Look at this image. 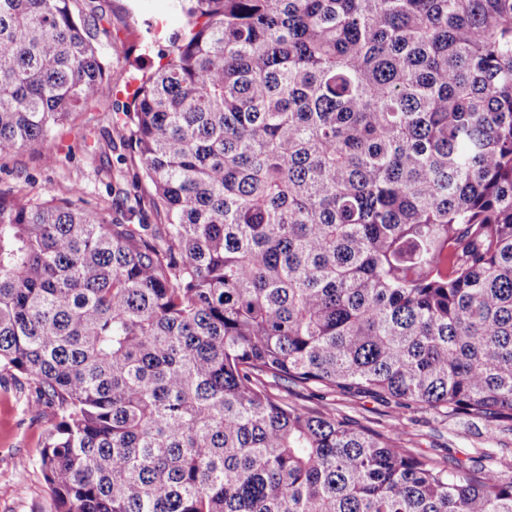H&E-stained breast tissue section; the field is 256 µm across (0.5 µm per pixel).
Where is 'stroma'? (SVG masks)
<instances>
[{
  "label": "stroma",
  "mask_w": 512,
  "mask_h": 512,
  "mask_svg": "<svg viewBox=\"0 0 512 512\" xmlns=\"http://www.w3.org/2000/svg\"><path fill=\"white\" fill-rule=\"evenodd\" d=\"M77 6L100 16V40L108 58L101 94L85 109L81 123L111 138L113 147L94 168L79 132L60 130L53 140L0 159V188L20 186L32 195H58L76 182L90 204L105 208L107 217L124 206L138 211L144 223H159L152 192L130 158L120 117L134 76L157 66L181 18L166 9L165 0H78ZM49 152L56 154L55 164L45 163ZM32 395L25 377L0 376V512H53L40 467L51 419L33 416L28 408ZM326 406L377 431L400 428L406 447L431 462L491 467L503 481L512 482V432L488 420L415 406L395 410L371 398L342 395L328 399Z\"/></svg>",
  "instance_id": "stroma-1"
}]
</instances>
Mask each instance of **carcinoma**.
Masks as SVG:
<instances>
[{
	"mask_svg": "<svg viewBox=\"0 0 512 512\" xmlns=\"http://www.w3.org/2000/svg\"><path fill=\"white\" fill-rule=\"evenodd\" d=\"M78 0H0V158L105 76ZM124 112L163 224L0 189V372L55 512H512L282 383L512 427V0H170Z\"/></svg>",
	"mask_w": 512,
	"mask_h": 512,
	"instance_id": "carcinoma-1",
	"label": "carcinoma"
}]
</instances>
